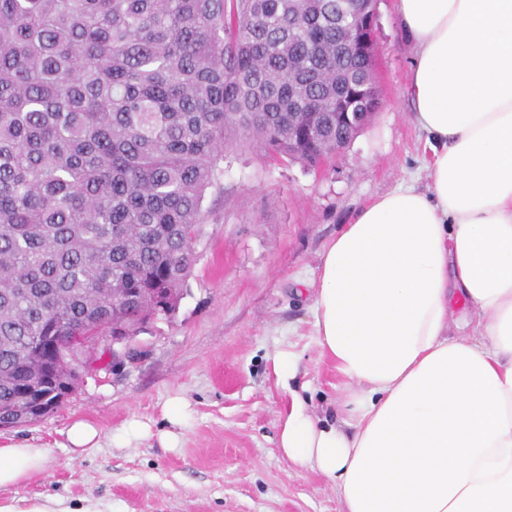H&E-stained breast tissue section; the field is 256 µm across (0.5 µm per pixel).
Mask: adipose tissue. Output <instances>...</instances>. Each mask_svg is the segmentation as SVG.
I'll return each instance as SVG.
<instances>
[{
  "label": "adipose tissue",
  "instance_id": "adipose-tissue-1",
  "mask_svg": "<svg viewBox=\"0 0 512 512\" xmlns=\"http://www.w3.org/2000/svg\"><path fill=\"white\" fill-rule=\"evenodd\" d=\"M427 191L374 200L326 249L314 327L346 420L292 396L279 448L341 512H512V0H396ZM474 311L449 333L451 305ZM0 448V487L45 465Z\"/></svg>",
  "mask_w": 512,
  "mask_h": 512
}]
</instances>
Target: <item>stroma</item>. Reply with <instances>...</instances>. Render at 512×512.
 <instances>
[{"label":"stroma","mask_w":512,"mask_h":512,"mask_svg":"<svg viewBox=\"0 0 512 512\" xmlns=\"http://www.w3.org/2000/svg\"><path fill=\"white\" fill-rule=\"evenodd\" d=\"M377 10L381 106L372 121L312 171L239 150L206 194L208 222L179 307L136 337L141 356L85 376L43 420L0 428V446L49 450L41 472L0 488V504L58 497L74 512L89 500L104 512H339L332 485L281 454L279 420L292 389L319 419L343 416L344 381L317 344L308 287L326 248L379 196L429 183L407 94L415 50L395 0H379ZM288 349L299 373L287 390L274 359ZM175 397L188 403L176 428L166 415ZM77 419L98 427L100 448L67 449ZM132 420L149 437L113 447V431Z\"/></svg>","instance_id":"obj_1"}]
</instances>
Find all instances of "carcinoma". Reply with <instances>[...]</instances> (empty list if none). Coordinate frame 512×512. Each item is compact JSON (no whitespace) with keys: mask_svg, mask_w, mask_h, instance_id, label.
Returning <instances> with one entry per match:
<instances>
[{"mask_svg":"<svg viewBox=\"0 0 512 512\" xmlns=\"http://www.w3.org/2000/svg\"><path fill=\"white\" fill-rule=\"evenodd\" d=\"M346 0H0V427L81 383L76 336L176 311L246 145L337 153L376 61Z\"/></svg>","mask_w":512,"mask_h":512,"instance_id":"cac0c4a2","label":"carcinoma"}]
</instances>
